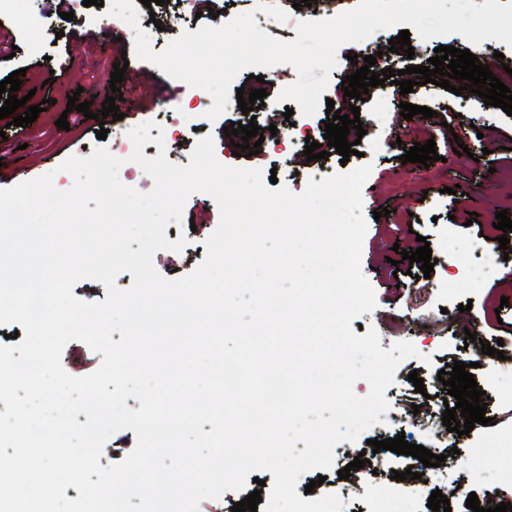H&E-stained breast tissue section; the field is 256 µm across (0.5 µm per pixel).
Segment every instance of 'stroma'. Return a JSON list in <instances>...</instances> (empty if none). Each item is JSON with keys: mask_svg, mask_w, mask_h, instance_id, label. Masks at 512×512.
Here are the masks:
<instances>
[{"mask_svg": "<svg viewBox=\"0 0 512 512\" xmlns=\"http://www.w3.org/2000/svg\"><path fill=\"white\" fill-rule=\"evenodd\" d=\"M288 12L286 22L267 24L270 36L292 41L297 37L299 22L327 19L353 10L359 0H310L307 7L294 9V0H170L169 4L139 6V19L161 20L164 29L157 35L153 51L160 52L183 31L195 32L204 25L220 26L222 19L239 14H253L263 20L261 2ZM221 11V18H212L211 10ZM73 13V20H64V13ZM30 23L23 26L10 19L0 20V34L6 35L16 51L12 59H0V81L18 67H25L20 95L39 88L46 69H53L50 85L56 101L52 109L40 112L38 118L25 126H10L0 119V131L8 139L0 150V188L17 184V167L31 170L33 176L53 174L54 185L64 191L71 187L72 178L59 169L71 156H90L92 149L111 147V138L128 133L148 122L152 141L144 147L154 152L155 137H163L170 162L185 166L197 139L212 136L218 161L227 166L260 169L263 175H276L278 183L290 192L301 193L312 175L327 177L345 169L370 165L371 174L362 188V214L367 228L362 241L361 271L373 288L376 305L366 314L355 318V325L375 328L382 349L399 341L412 342L417 356L403 360L396 369L394 382L385 391L390 409L382 424L358 437L356 448L366 449L368 440H384L400 433L410 435L413 443L424 446L437 455H445L439 469L425 472L421 478L398 481L392 474L411 467L410 457L385 452L382 460L370 461L365 468L352 472L348 479L338 476L345 465L343 453L347 443L334 448V464L324 470L321 486L310 487V474H303L296 487L297 494L317 499L326 494L337 495L343 502V512H379L378 501L384 497L401 500L405 512H430L427 503L432 490L454 487L465 493H476L481 507L512 503V484L495 482L492 475L481 474L466 464L465 452L471 445L491 441L499 447L512 449V393L498 384V374L512 363V306L502 307V298H512V258L503 262L501 271L472 278V267L482 261L474 252L476 243L494 252L499 247L500 230L490 224L495 212H512V184L501 178L504 170H512V116L502 108L486 105L479 96L455 95L429 83L415 87L413 93L401 94L397 85L371 88L370 96L360 105V120L365 134L358 144L357 156L342 161L340 155L310 161L304 150L306 140L322 141L325 109L311 116L294 112L284 118V104L277 95L294 83L297 73L292 66L262 69L268 82L267 96L262 107L252 115H243L237 105H230L213 121L204 117L209 107L206 91L170 78L154 64L141 60L134 53L133 37L123 35L120 25L110 24L103 7L84 6L83 0H31ZM40 29L42 53H32L28 28ZM398 29L380 30L360 42L341 44L336 51L337 65L331 71L324 91L335 107L349 105L341 83L356 68L351 56L381 55L384 67L401 70L410 65L427 64L436 47L455 46L488 62L498 79H505L512 67V46L488 39L472 46L460 35L421 38L411 33L413 55L405 51L389 52L388 42L398 36ZM89 38L83 53L84 64L75 76L65 69L73 49L82 38ZM128 61L129 66L120 88L123 99L119 104L122 120L109 124V138L96 137L99 128L94 116L110 95L111 72L115 64ZM79 94L90 101L92 116L82 123L62 130L56 125L68 103L70 94ZM425 106L435 115L427 122L406 120L400 114V102ZM389 115L390 127L376 123L377 113ZM256 121L260 127L276 126V136L266 137L258 154L233 156V147L223 128L233 122ZM308 138H301V131ZM435 140L439 158L430 165L401 162L403 149L415 143ZM479 148L478 160H461L456 143ZM386 207V216L374 217V210ZM220 213L215 200L197 192L186 201L182 222L171 225L169 241L185 238L182 252L161 250L154 254L155 269L166 278L185 276L204 260L205 242L217 228ZM426 238L436 260L429 278L418 277V265L400 261L396 282H389L392 268L386 258L393 246L418 248L419 238ZM475 332L477 342L465 343L466 332ZM501 343L502 356L482 353V343ZM462 361L473 364L474 379L489 401L487 425H475L470 434L450 444L447 436L437 435L445 410L441 397L443 385L437 379L445 365ZM419 371L426 394L416 393L408 376Z\"/></svg>", "mask_w": 512, "mask_h": 512, "instance_id": "obj_1", "label": "stroma"}]
</instances>
